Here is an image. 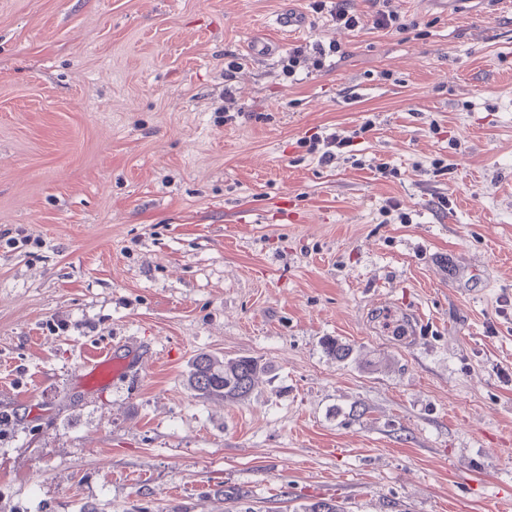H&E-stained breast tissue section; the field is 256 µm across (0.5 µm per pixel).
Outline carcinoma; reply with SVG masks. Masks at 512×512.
Listing matches in <instances>:
<instances>
[{
  "instance_id": "obj_1",
  "label": "carcinoma",
  "mask_w": 512,
  "mask_h": 512,
  "mask_svg": "<svg viewBox=\"0 0 512 512\" xmlns=\"http://www.w3.org/2000/svg\"><path fill=\"white\" fill-rule=\"evenodd\" d=\"M265 365L251 357L218 358L208 354L195 357L187 382L206 399L243 402L250 397Z\"/></svg>"
}]
</instances>
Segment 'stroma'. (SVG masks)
<instances>
[{"label":"stroma","instance_id":"35a3bbf8","mask_svg":"<svg viewBox=\"0 0 512 512\" xmlns=\"http://www.w3.org/2000/svg\"><path fill=\"white\" fill-rule=\"evenodd\" d=\"M396 4L0 0V512H512V0ZM377 7L372 15L371 23L373 29L378 30H406L416 27L415 21H409L405 15L394 5L393 0H373ZM90 367L89 375L104 378L113 371V375L124 370L127 366L123 361L112 357V352H100L95 359L87 363ZM265 368L268 366L251 357L223 359L199 354L192 362L187 382L203 398L243 402Z\"/></svg>","mask_w":512,"mask_h":512}]
</instances>
